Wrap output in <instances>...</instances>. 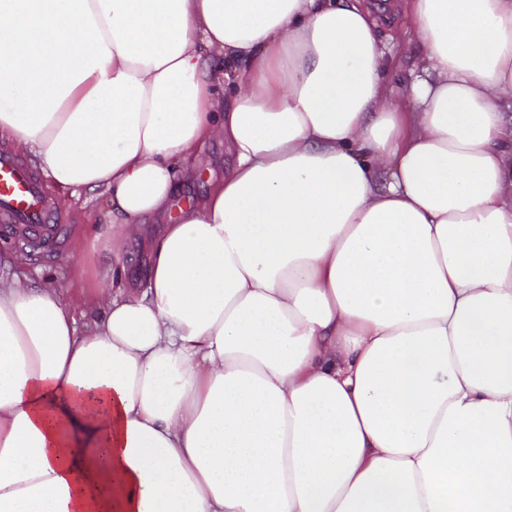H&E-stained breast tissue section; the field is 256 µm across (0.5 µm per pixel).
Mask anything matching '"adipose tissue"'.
<instances>
[{
    "mask_svg": "<svg viewBox=\"0 0 512 512\" xmlns=\"http://www.w3.org/2000/svg\"><path fill=\"white\" fill-rule=\"evenodd\" d=\"M403 3L406 99L365 0H0L114 287L0 276V512H512V0ZM392 53L396 56L395 63L385 71V79L396 95H407L409 93L410 73L413 69L414 56L402 51L400 47L390 46ZM228 157L220 143L206 144L200 152L195 174L186 181L183 193L179 197V206L199 200L208 190L212 177L216 178L224 171V162Z\"/></svg>",
    "mask_w": 512,
    "mask_h": 512,
    "instance_id": "1",
    "label": "adipose tissue"
}]
</instances>
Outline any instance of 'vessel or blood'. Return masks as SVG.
<instances>
[{"label": "vessel or blood", "instance_id": "vessel-or-blood-1", "mask_svg": "<svg viewBox=\"0 0 512 512\" xmlns=\"http://www.w3.org/2000/svg\"><path fill=\"white\" fill-rule=\"evenodd\" d=\"M0 225L22 229L34 242H51L63 226L40 185L7 152L0 153Z\"/></svg>", "mask_w": 512, "mask_h": 512}]
</instances>
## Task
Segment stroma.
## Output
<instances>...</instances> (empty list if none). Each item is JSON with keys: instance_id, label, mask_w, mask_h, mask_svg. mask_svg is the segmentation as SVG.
I'll use <instances>...</instances> for the list:
<instances>
[{"instance_id": "1", "label": "stroma", "mask_w": 512, "mask_h": 512, "mask_svg": "<svg viewBox=\"0 0 512 512\" xmlns=\"http://www.w3.org/2000/svg\"><path fill=\"white\" fill-rule=\"evenodd\" d=\"M228 157L223 145L206 144L195 174L186 181L180 204L199 200L212 178L224 171ZM19 161L40 182L48 199L59 210L66 231L57 244L44 247L11 238L0 239V252H9L26 268L34 281H54L63 292L88 291L97 281L112 276V244L105 233L106 217L93 193L73 196L59 191L40 169L36 158L25 154Z\"/></svg>"}]
</instances>
